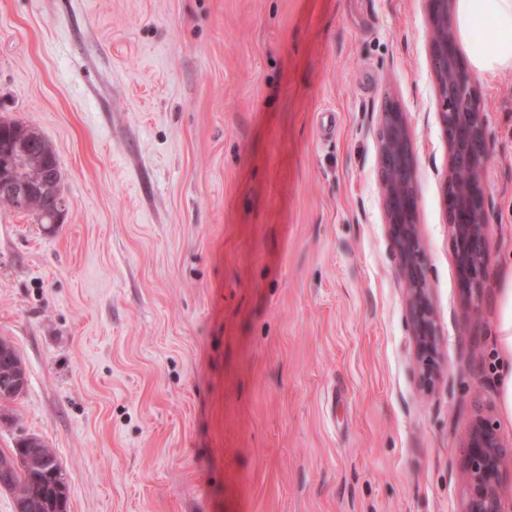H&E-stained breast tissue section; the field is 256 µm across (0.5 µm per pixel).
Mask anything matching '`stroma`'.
<instances>
[{
    "mask_svg": "<svg viewBox=\"0 0 512 512\" xmlns=\"http://www.w3.org/2000/svg\"><path fill=\"white\" fill-rule=\"evenodd\" d=\"M494 252L473 320L420 0H0V120L54 149L60 223L0 213V452L53 448L69 512H463L499 430L512 76L480 79ZM413 135L441 373L417 383L376 129ZM14 349V348H13ZM13 349L10 344L4 341H0V351H2L4 356H7L11 359ZM14 355L19 360V362L23 365V362L18 355V353L14 349ZM17 363H12L9 367L7 374L2 376V384H1V395H0V406H5L9 404L12 397H14L17 393L22 390L24 383V374H23V366ZM512 442L497 428L488 414H476L469 423L462 469L464 512H504L500 495L501 463L512 454Z\"/></svg>",
    "mask_w": 512,
    "mask_h": 512,
    "instance_id": "35a3bbf8",
    "label": "stroma"
}]
</instances>
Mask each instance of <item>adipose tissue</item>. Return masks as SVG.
Returning <instances> with one entry per match:
<instances>
[{
  "mask_svg": "<svg viewBox=\"0 0 512 512\" xmlns=\"http://www.w3.org/2000/svg\"><path fill=\"white\" fill-rule=\"evenodd\" d=\"M453 28L458 43L467 48L473 72L490 80L512 75V0H455ZM490 35L482 50L472 48L478 27ZM495 296L503 312L497 326L496 340L503 365L500 378L501 410L512 423V272Z\"/></svg>",
  "mask_w": 512,
  "mask_h": 512,
  "instance_id": "obj_1",
  "label": "adipose tissue"
}]
</instances>
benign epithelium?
Here are the masks:
<instances>
[{
    "label": "benign epithelium",
    "instance_id": "obj_1",
    "mask_svg": "<svg viewBox=\"0 0 512 512\" xmlns=\"http://www.w3.org/2000/svg\"><path fill=\"white\" fill-rule=\"evenodd\" d=\"M454 0H424L429 22L430 60L436 78L439 121L448 143V174L443 196L448 232L454 247L461 291L476 309L482 299L492 263L493 247L489 233L488 209L482 175L489 156L486 117L482 110L477 81L465 65L454 35ZM378 178L386 215L387 232L398 255L400 273L407 293L406 319L411 330L415 373L419 386L433 389L439 373L440 332L431 288L423 269L424 246L417 224L418 187L415 177L413 141L404 112L387 101L380 113ZM29 164V153L5 143L0 151V194L27 212L38 189L59 185L58 164L42 158V178L35 184L19 175ZM23 366L12 364L0 377V406L9 404L22 390ZM32 455L28 461L49 479L58 474V464L36 453L32 437L20 440ZM462 469L464 512H505L501 495V463L512 454V441L497 428L488 414H477L469 423Z\"/></svg>",
    "mask_w": 512,
    "mask_h": 512
}]
</instances>
